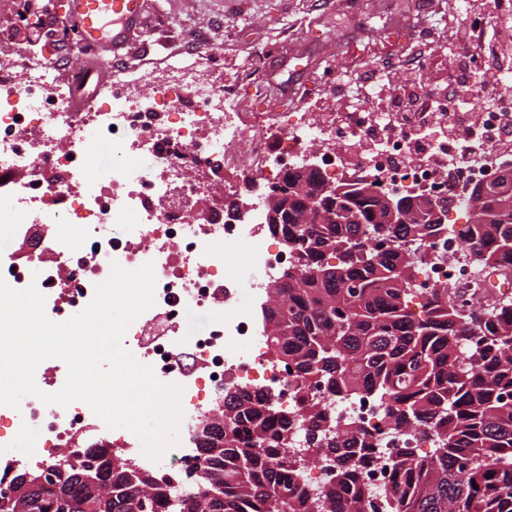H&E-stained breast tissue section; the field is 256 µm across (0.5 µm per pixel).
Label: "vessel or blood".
I'll use <instances>...</instances> for the list:
<instances>
[{
	"mask_svg": "<svg viewBox=\"0 0 512 512\" xmlns=\"http://www.w3.org/2000/svg\"><path fill=\"white\" fill-rule=\"evenodd\" d=\"M144 12L145 0H69V22L94 52L79 67L88 85L74 93L71 111H85L97 90L107 84L113 62L123 57L142 28Z\"/></svg>",
	"mask_w": 512,
	"mask_h": 512,
	"instance_id": "1",
	"label": "vessel or blood"
}]
</instances>
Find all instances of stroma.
Listing matches in <instances>:
<instances>
[{
    "label": "stroma",
    "mask_w": 512,
    "mask_h": 512,
    "mask_svg": "<svg viewBox=\"0 0 512 512\" xmlns=\"http://www.w3.org/2000/svg\"><path fill=\"white\" fill-rule=\"evenodd\" d=\"M39 2L43 12L22 21L19 0H0V51L71 69L80 49L42 36L66 28V10ZM466 8L465 0H148V25L126 60L164 68L185 46L180 27L187 24L198 33L190 60L202 78L224 86L240 83L248 70L304 96L317 80L326 89L339 80L353 88L380 72L396 83L405 57L441 52Z\"/></svg>",
    "instance_id": "1"
}]
</instances>
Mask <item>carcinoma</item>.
<instances>
[{
  "instance_id": "obj_1",
  "label": "carcinoma",
  "mask_w": 512,
  "mask_h": 512,
  "mask_svg": "<svg viewBox=\"0 0 512 512\" xmlns=\"http://www.w3.org/2000/svg\"><path fill=\"white\" fill-rule=\"evenodd\" d=\"M371 184L325 193L310 171L307 192L281 225L298 244L300 265L261 306L270 354L294 366L299 387L320 378L333 391H374L386 401L388 424L436 435L440 447L396 455L404 485L388 492L387 512H512V299L464 314L442 287L411 313L419 268L405 243L422 244L446 226L423 209L388 223L379 197L367 193ZM466 212L473 216L460 229L464 246L480 270L508 279L512 206L492 189L473 191ZM276 411L258 393L224 394L222 418L206 421L200 438L205 466L195 491L162 496L149 475L130 479L126 462L85 453L100 462L96 480L71 465L52 487H18L0 512H60L62 498L67 512L90 503L98 512H364L370 494L352 484L361 434L330 437L321 451L336 458L334 487L313 497L281 455L288 429ZM300 413L312 426L327 422L316 402H303Z\"/></svg>"
}]
</instances>
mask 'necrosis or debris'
Returning a JSON list of instances; mask_svg holds the SVG:
<instances>
[{
	"label": "necrosis or debris",
	"mask_w": 512,
	"mask_h": 512,
	"mask_svg": "<svg viewBox=\"0 0 512 512\" xmlns=\"http://www.w3.org/2000/svg\"><path fill=\"white\" fill-rule=\"evenodd\" d=\"M0 173H11V194L0 196V223L28 237L33 225L50 228L48 245L57 265H38L37 254L0 256V278L11 287L36 285L46 298V314L86 308L96 284L112 263L133 270L153 262L155 304L128 328L125 338L136 360L151 366L164 382L182 386L184 418L181 447L164 462L145 457L130 431L112 440L113 454L154 471L155 479L185 490L196 488L203 455L193 437L195 425L224 410V388L256 390L277 404L288 422V445L318 448L329 434L298 419L301 398L296 377L268 353L254 301L263 299L265 278L298 261L295 248L263 234L267 186L287 168L310 164L324 184L350 188L367 178L403 192H424L456 200L471 187L512 167V142L495 140L475 147L457 163L455 141L440 140L421 153L400 131L398 112H308L264 80L249 78L247 95L197 77L177 64L154 90L139 69L119 66L112 88L100 93L96 108L72 112L74 83L49 67L31 68L18 58L0 59ZM249 108H241L242 99ZM505 111L477 107L465 122L445 114L457 138L512 125V91ZM111 151L112 168H89L92 150ZM224 189L220 207L204 211L198 203L211 186ZM128 234H117V226ZM253 240L251 251L236 247ZM423 255L417 296L444 285L475 288V260L452 232L417 246ZM246 278L252 304L240 305L237 282ZM209 310L204 335L181 336L176 315L185 304ZM305 398L325 404L339 427L360 429L371 446L358 462L360 483L371 490L368 512H386L381 495L398 477L392 459L400 448L417 452L437 447L435 437L383 420L385 403L373 392L332 394L323 381L311 380ZM23 419L29 450L21 464H55L60 448L92 445L103 421L80 401L47 406L27 397L23 411L0 406V447H8L16 419Z\"/></svg>",
	"instance_id": "1"
}]
</instances>
